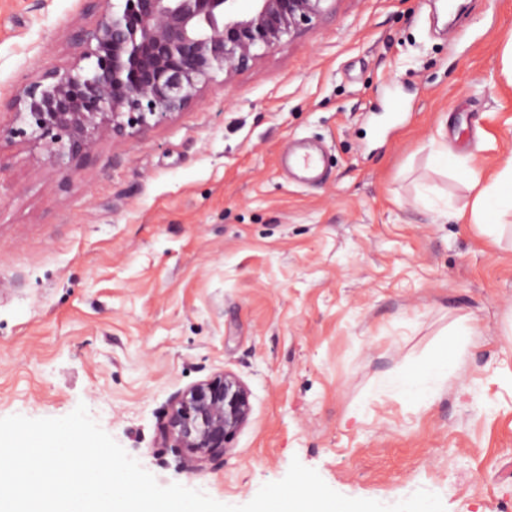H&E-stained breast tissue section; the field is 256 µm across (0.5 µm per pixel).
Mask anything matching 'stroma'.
<instances>
[{
  "mask_svg": "<svg viewBox=\"0 0 512 512\" xmlns=\"http://www.w3.org/2000/svg\"><path fill=\"white\" fill-rule=\"evenodd\" d=\"M83 0H0V96L66 67ZM334 0L200 103L84 165L0 145V418L91 417L159 485L250 502L292 460L351 498L425 489L512 505V217L472 222L469 179L512 156V0ZM328 176L291 181L288 141ZM454 166L435 160L441 146ZM480 335L464 336L465 318ZM458 347L424 398L396 378ZM230 373L251 413L182 468L159 424Z\"/></svg>",
  "mask_w": 512,
  "mask_h": 512,
  "instance_id": "obj_1",
  "label": "stroma"
}]
</instances>
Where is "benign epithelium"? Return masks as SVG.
I'll use <instances>...</instances> for the list:
<instances>
[{"instance_id": "1", "label": "benign epithelium", "mask_w": 512, "mask_h": 512, "mask_svg": "<svg viewBox=\"0 0 512 512\" xmlns=\"http://www.w3.org/2000/svg\"><path fill=\"white\" fill-rule=\"evenodd\" d=\"M97 19L71 31L72 61L45 68L3 102L23 123L8 129L66 167L86 161L104 140L132 138L186 111L217 72L246 68L329 12L327 0H85ZM248 389L226 373L176 395L160 424L161 443L185 451L183 465L224 455L248 421Z\"/></svg>"}]
</instances>
